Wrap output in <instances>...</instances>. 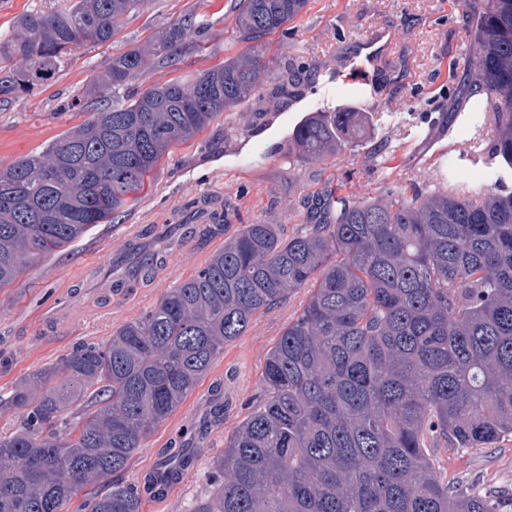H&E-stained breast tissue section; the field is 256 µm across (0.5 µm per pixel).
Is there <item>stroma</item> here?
I'll return each mask as SVG.
<instances>
[{
    "mask_svg": "<svg viewBox=\"0 0 512 512\" xmlns=\"http://www.w3.org/2000/svg\"><path fill=\"white\" fill-rule=\"evenodd\" d=\"M235 0H146L130 14L119 45L139 44L191 13L207 30L199 52L178 68L155 65L133 83L136 90L198 71L243 52L234 36ZM273 82L294 76L297 96L258 98L247 120L221 114L186 144L173 147L147 180L139 199L111 224H97L65 250L47 256L0 289V395L22 377L55 362L83 341H98L149 311L170 287L184 281L242 225L277 224L284 237L307 220L304 202L328 186L345 185L359 197L381 196L394 181L413 179L429 190L448 185L476 193L494 183L512 191V172L461 158L482 129L478 98L465 79L449 80L448 65L475 51L469 22L456 0H309L287 34H273ZM113 50L87 46L45 85L0 105V167L39 152L90 116L76 95ZM355 68L357 83L340 78ZM355 110L364 146L379 148L374 164L348 149L327 160L304 158L296 128L332 112ZM232 207L231 223H200L203 202ZM165 265L130 287L112 283L154 255ZM309 297L308 290L254 316L243 336L228 344L180 409L158 427L123 478L143 481L165 468L164 452L186 449L190 463L166 493L148 494L142 512H188L209 486L225 435L261 392L269 348ZM224 422L210 423L216 409ZM445 480L483 493L512 491V437L487 448L438 449Z\"/></svg>",
    "mask_w": 512,
    "mask_h": 512,
    "instance_id": "1",
    "label": "stroma"
}]
</instances>
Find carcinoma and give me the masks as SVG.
Segmentation results:
<instances>
[{"instance_id": "carcinoma-1", "label": "carcinoma", "mask_w": 512, "mask_h": 512, "mask_svg": "<svg viewBox=\"0 0 512 512\" xmlns=\"http://www.w3.org/2000/svg\"><path fill=\"white\" fill-rule=\"evenodd\" d=\"M146 0H59L0 38V103L41 86L68 56L112 43ZM308 0H240L236 56L184 81L115 100L151 64L176 66L202 29L193 16L115 52L82 92L102 104L41 151L0 169V289L36 262L111 224L171 147L267 91L266 37ZM478 52L467 87L486 97L491 152L512 168V0H458ZM296 147L323 161L336 145L376 151L354 113L299 126ZM300 233L245 224L197 273L101 342H82L20 379L0 411V512H141L179 469L138 487L114 480L186 401L224 346L295 291L310 296L276 343L262 395L224 437L208 494L189 512H512V493L448 483L438 448L512 435V193L413 191L379 198L328 188Z\"/></svg>"}]
</instances>
